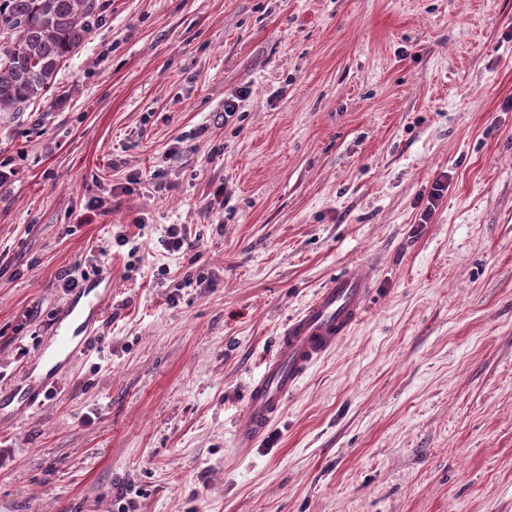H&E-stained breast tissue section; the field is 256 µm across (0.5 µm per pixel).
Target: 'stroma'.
Returning <instances> with one entry per match:
<instances>
[{
    "instance_id": "obj_1",
    "label": "stroma",
    "mask_w": 512,
    "mask_h": 512,
    "mask_svg": "<svg viewBox=\"0 0 512 512\" xmlns=\"http://www.w3.org/2000/svg\"><path fill=\"white\" fill-rule=\"evenodd\" d=\"M8 128L0 512H512V0H108ZM360 261L362 321L239 454ZM70 270L109 306L50 360ZM373 271L363 262L339 270L284 324L249 388L244 417L233 434L237 448H253L266 435L306 371L362 319L372 296Z\"/></svg>"
}]
</instances>
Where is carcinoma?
Returning a JSON list of instances; mask_svg holds the SVG:
<instances>
[{"label":"carcinoma","mask_w":512,"mask_h":512,"mask_svg":"<svg viewBox=\"0 0 512 512\" xmlns=\"http://www.w3.org/2000/svg\"><path fill=\"white\" fill-rule=\"evenodd\" d=\"M104 8L102 0H0V117L46 96Z\"/></svg>","instance_id":"1"}]
</instances>
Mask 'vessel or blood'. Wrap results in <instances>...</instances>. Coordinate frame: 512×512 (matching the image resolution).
<instances>
[{
  "label": "vessel or blood",
  "instance_id": "obj_1",
  "mask_svg": "<svg viewBox=\"0 0 512 512\" xmlns=\"http://www.w3.org/2000/svg\"><path fill=\"white\" fill-rule=\"evenodd\" d=\"M372 282L371 265L347 266L284 324L274 351L249 388L244 417L234 431L236 447L253 448L266 435L306 371L335 350L362 319L372 296ZM108 304L106 296L90 294L84 306L66 305L54 327L60 353L72 358L88 348Z\"/></svg>",
  "mask_w": 512,
  "mask_h": 512
}]
</instances>
